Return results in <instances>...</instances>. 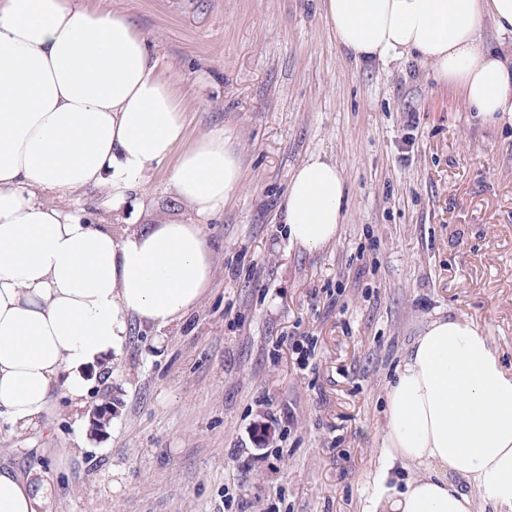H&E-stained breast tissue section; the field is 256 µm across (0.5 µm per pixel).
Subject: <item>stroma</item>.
I'll return each instance as SVG.
<instances>
[{"mask_svg":"<svg viewBox=\"0 0 512 512\" xmlns=\"http://www.w3.org/2000/svg\"><path fill=\"white\" fill-rule=\"evenodd\" d=\"M145 35L183 101L187 138L224 132L241 189L204 229L199 308L133 327L84 411L46 428L0 419V466L38 471L51 512H368L376 476L414 468L383 446L386 395L436 318L471 321L512 370V125L412 58L354 60L321 0H102ZM416 125H408L409 113ZM322 156L347 196L339 237L288 239L295 169ZM170 164L86 219L119 231L191 220Z\"/></svg>","mask_w":512,"mask_h":512,"instance_id":"1","label":"stroma"}]
</instances>
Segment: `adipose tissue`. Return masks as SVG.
<instances>
[{"mask_svg":"<svg viewBox=\"0 0 512 512\" xmlns=\"http://www.w3.org/2000/svg\"><path fill=\"white\" fill-rule=\"evenodd\" d=\"M353 58L416 56L461 86L486 120L512 121V54H488L483 18L512 38V0H322ZM185 108L126 15L83 0H0V416L43 426L54 395L83 406L88 367L111 359L132 322L157 327L196 309L213 255L202 223L236 193L239 157L223 132L185 141ZM192 222L114 232L57 207L91 187L122 204L155 165ZM345 181L305 160L283 204L288 238L308 249L339 231ZM392 459L423 469L405 490L379 485L370 512H512V372L467 320L438 318L388 387ZM474 494L463 491V484ZM38 473L0 469V512H50Z\"/></svg>","mask_w":512,"mask_h":512,"instance_id":"obj_1","label":"adipose tissue"}]
</instances>
